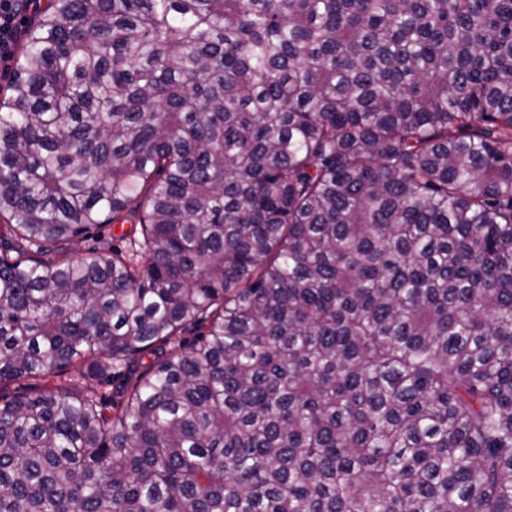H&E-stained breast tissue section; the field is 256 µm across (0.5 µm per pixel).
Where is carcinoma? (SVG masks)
Masks as SVG:
<instances>
[{"label":"carcinoma","instance_id":"cac0c4a2","mask_svg":"<svg viewBox=\"0 0 512 512\" xmlns=\"http://www.w3.org/2000/svg\"><path fill=\"white\" fill-rule=\"evenodd\" d=\"M7 92L0 384L124 373L0 512H512V0H48ZM131 223L122 224H103L94 228L87 240H82L78 243L69 245L68 255L71 259L76 261L85 260L90 255V251L99 241L108 242L110 246H114L122 251L131 249L130 237L124 239L119 238L123 233H131Z\"/></svg>","mask_w":512,"mask_h":512}]
</instances>
